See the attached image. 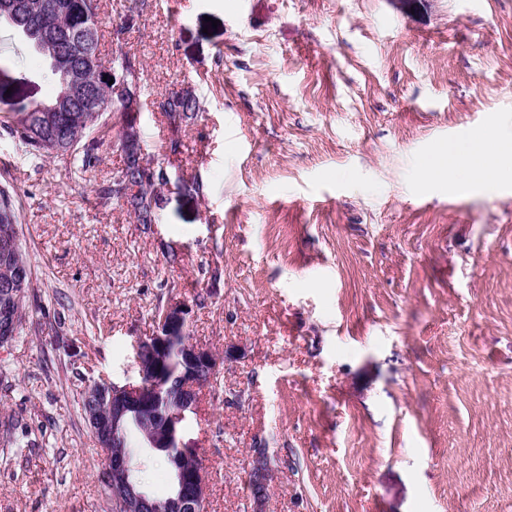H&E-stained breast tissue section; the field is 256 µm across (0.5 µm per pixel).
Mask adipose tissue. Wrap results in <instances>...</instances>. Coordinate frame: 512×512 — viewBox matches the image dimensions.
<instances>
[{
    "instance_id": "1",
    "label": "adipose tissue",
    "mask_w": 512,
    "mask_h": 512,
    "mask_svg": "<svg viewBox=\"0 0 512 512\" xmlns=\"http://www.w3.org/2000/svg\"><path fill=\"white\" fill-rule=\"evenodd\" d=\"M417 176L425 184L445 178L458 188L494 190L512 181V137L494 128L435 149L419 160Z\"/></svg>"
}]
</instances>
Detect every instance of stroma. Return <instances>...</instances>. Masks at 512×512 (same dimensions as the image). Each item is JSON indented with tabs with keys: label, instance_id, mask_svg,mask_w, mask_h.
Instances as JSON below:
<instances>
[{
	"label": "stroma",
	"instance_id": "35a3bbf8",
	"mask_svg": "<svg viewBox=\"0 0 512 512\" xmlns=\"http://www.w3.org/2000/svg\"><path fill=\"white\" fill-rule=\"evenodd\" d=\"M128 6L101 0L99 49L123 26L140 63L146 158L171 178L159 222L98 199L121 150L81 174L0 136L33 268L0 349V512H112L81 395L137 381L171 299L231 353L182 437L208 512H252L259 447L265 512H512V187L415 175L435 147L512 127V0ZM44 66L0 30L27 100L54 95ZM185 91L200 110L171 124L153 100ZM249 461L248 480L253 475L255 492L253 494L256 511H263L269 496V487L273 479L270 459L265 448H253Z\"/></svg>",
	"mask_w": 512,
	"mask_h": 512
}]
</instances>
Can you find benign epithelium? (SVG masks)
<instances>
[{
	"label": "benign epithelium",
	"instance_id": "1",
	"mask_svg": "<svg viewBox=\"0 0 512 512\" xmlns=\"http://www.w3.org/2000/svg\"><path fill=\"white\" fill-rule=\"evenodd\" d=\"M59 45L57 34L45 33L38 49L54 59ZM70 78L66 98L55 105L56 114L45 115L50 122L58 119L57 113L77 112L94 98L82 68H72ZM107 78L114 79L112 95L125 96L127 72L114 69ZM187 314L188 305L181 301L170 300L164 305L155 332L137 345V350L152 354L150 361H138L139 382L104 381L94 385L97 396L87 408L86 421L104 457L106 471L124 485L117 512H204L206 472L196 449L182 443V433L184 422L197 412L200 393L216 381L220 361L210 348L185 338ZM158 396L167 401L161 430L141 427L143 436L135 448L113 442L123 437L126 424L143 416ZM150 448H170L175 460L173 486L162 499L138 478L137 461ZM248 473L253 475L255 486L254 507L261 512L273 479L266 449H252Z\"/></svg>",
	"mask_w": 512,
	"mask_h": 512
}]
</instances>
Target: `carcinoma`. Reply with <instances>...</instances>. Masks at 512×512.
<instances>
[{"label": "carcinoma", "instance_id": "carcinoma-1", "mask_svg": "<svg viewBox=\"0 0 512 512\" xmlns=\"http://www.w3.org/2000/svg\"><path fill=\"white\" fill-rule=\"evenodd\" d=\"M12 0H0V26L7 27L13 39L26 48L35 50V35L47 30L66 32L68 39L60 47V64L46 59V68L39 77L57 84V94L66 88L67 74L62 64L72 60L76 64L87 66L85 75L91 80L99 78L103 72L113 67L126 65L130 76L139 78L133 71L137 66L136 58L117 47L112 60L104 62L99 54L100 39V0H62L66 9L57 11L50 7L54 0H28L30 11L20 23L16 22L5 10V4ZM156 109L164 113L175 124L181 123L189 114L199 111V101L192 95L181 93L162 94L154 101ZM38 107L36 102H12L0 109V130L21 145L26 154L33 158L59 159L70 165L76 172L85 173L100 160V154L114 145L112 125L101 120L88 127L75 125L69 128L72 146L69 151L59 155L53 146V129L43 126L40 119L30 125L15 121V114ZM142 144L125 150L124 164L117 176H113L97 188V197L101 202L112 203L132 215L138 224H155L158 221V199L153 190L144 183L151 182L161 171L149 173V168L141 164ZM140 186L131 195H122L116 189V177ZM19 213L13 203L12 195L0 189V308L6 311L14 309L12 297L7 291L14 277L21 276L26 284H31L32 268L21 242L18 241L16 228Z\"/></svg>", "mask_w": 512, "mask_h": 512}]
</instances>
